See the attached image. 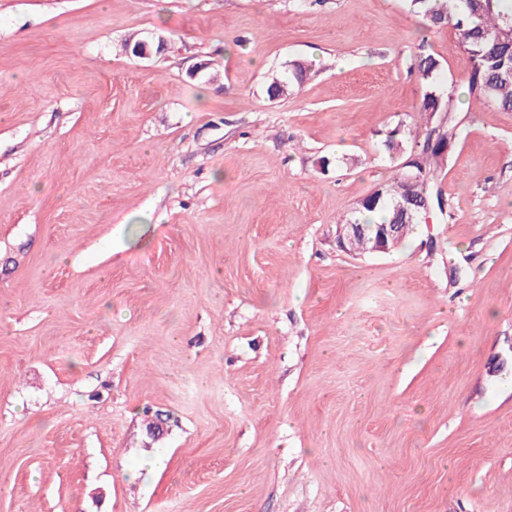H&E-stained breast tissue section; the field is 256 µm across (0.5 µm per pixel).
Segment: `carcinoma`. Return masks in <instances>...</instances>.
Listing matches in <instances>:
<instances>
[{"instance_id": "carcinoma-1", "label": "carcinoma", "mask_w": 512, "mask_h": 512, "mask_svg": "<svg viewBox=\"0 0 512 512\" xmlns=\"http://www.w3.org/2000/svg\"><path fill=\"white\" fill-rule=\"evenodd\" d=\"M409 11L421 18L427 27L452 25L458 32L467 55L469 76L467 93L470 103L488 104L503 110H512V0H495L489 5L484 0H407ZM440 61L431 53L418 57L417 71L426 87L419 112L426 121L438 112L452 113L454 92L439 85L437 76ZM309 72L301 62L288 65V72L270 82L267 93L271 98L288 95L300 86ZM439 130L426 128L423 140L408 136L395 127L387 131L382 146L391 157H415L414 167L398 171L394 181L384 185L381 198H370L352 211L343 224H389L400 215L398 207L405 204L417 191L425 193L433 208L443 210L441 189L434 188L438 169L448 151L444 140L438 139ZM419 179L414 184L409 177Z\"/></svg>"}]
</instances>
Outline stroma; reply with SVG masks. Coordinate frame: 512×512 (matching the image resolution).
I'll return each instance as SVG.
<instances>
[{
	"label": "stroma",
	"instance_id": "stroma-1",
	"mask_svg": "<svg viewBox=\"0 0 512 512\" xmlns=\"http://www.w3.org/2000/svg\"><path fill=\"white\" fill-rule=\"evenodd\" d=\"M423 47L465 85L406 0H0V512H512V111L336 245ZM292 62L288 65L287 73L281 77L273 78L270 82L267 88L269 97L280 98L286 96L294 87L300 86L306 79L309 72L308 66L301 62Z\"/></svg>",
	"mask_w": 512,
	"mask_h": 512
}]
</instances>
